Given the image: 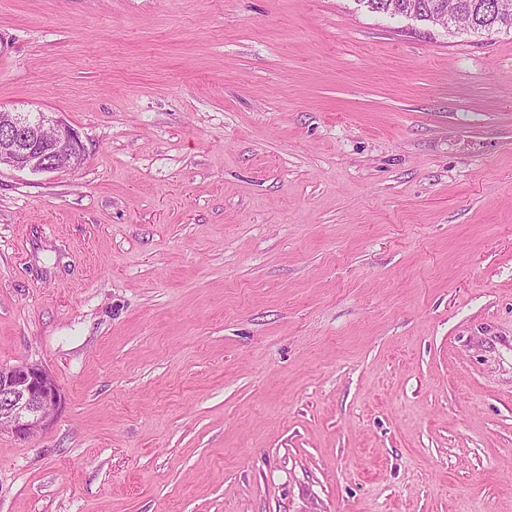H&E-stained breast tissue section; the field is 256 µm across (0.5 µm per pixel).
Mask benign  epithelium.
I'll list each match as a JSON object with an SVG mask.
<instances>
[{"instance_id":"1","label":"benign epithelium","mask_w":512,"mask_h":512,"mask_svg":"<svg viewBox=\"0 0 512 512\" xmlns=\"http://www.w3.org/2000/svg\"><path fill=\"white\" fill-rule=\"evenodd\" d=\"M85 157L77 132L44 112L0 113V165L31 172L75 168ZM62 394L51 375L36 364L0 368V429L27 439L58 413Z\"/></svg>"}]
</instances>
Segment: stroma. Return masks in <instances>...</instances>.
Instances as JSON below:
<instances>
[{
	"label": "stroma",
	"mask_w": 512,
	"mask_h": 512,
	"mask_svg": "<svg viewBox=\"0 0 512 512\" xmlns=\"http://www.w3.org/2000/svg\"><path fill=\"white\" fill-rule=\"evenodd\" d=\"M0 512H512V33L358 0H0ZM0 165L31 172L75 168L84 160V145L64 122L40 112L0 111ZM62 394L51 375L36 364L0 368V429L27 439L58 413Z\"/></svg>",
	"instance_id": "stroma-1"
}]
</instances>
